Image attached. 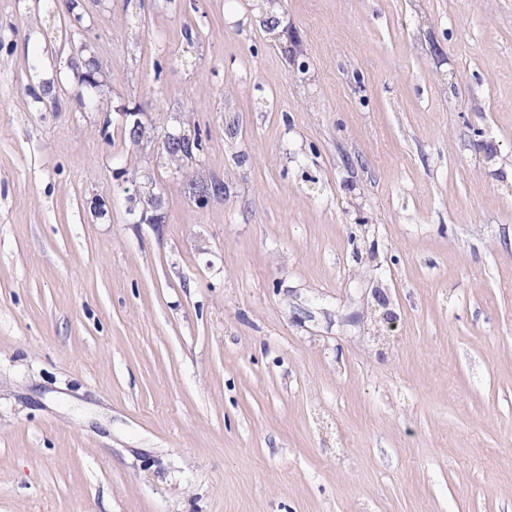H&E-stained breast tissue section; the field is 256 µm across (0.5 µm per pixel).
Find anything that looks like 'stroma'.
Segmentation results:
<instances>
[{
	"label": "stroma",
	"mask_w": 512,
	"mask_h": 512,
	"mask_svg": "<svg viewBox=\"0 0 512 512\" xmlns=\"http://www.w3.org/2000/svg\"><path fill=\"white\" fill-rule=\"evenodd\" d=\"M254 2L0 0V512H512V0Z\"/></svg>",
	"instance_id": "obj_1"
}]
</instances>
